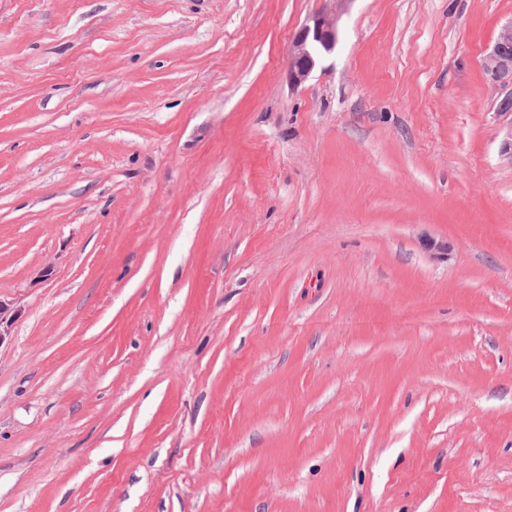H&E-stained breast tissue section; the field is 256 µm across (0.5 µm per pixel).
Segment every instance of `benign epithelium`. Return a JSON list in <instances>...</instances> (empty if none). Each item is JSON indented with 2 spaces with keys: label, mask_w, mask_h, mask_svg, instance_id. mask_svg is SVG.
Listing matches in <instances>:
<instances>
[{
  "label": "benign epithelium",
  "mask_w": 512,
  "mask_h": 512,
  "mask_svg": "<svg viewBox=\"0 0 512 512\" xmlns=\"http://www.w3.org/2000/svg\"><path fill=\"white\" fill-rule=\"evenodd\" d=\"M333 6L307 19L292 39L288 54V77L299 86L309 78L323 55L331 52L338 40V10L349 0H331ZM490 84L501 90L503 98L497 113L508 117L500 126V156L512 164V23L504 26L493 46L482 59ZM20 309L0 301V346L11 336Z\"/></svg>",
  "instance_id": "1"
}]
</instances>
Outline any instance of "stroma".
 <instances>
[{
	"instance_id": "1",
	"label": "stroma",
	"mask_w": 512,
	"mask_h": 512,
	"mask_svg": "<svg viewBox=\"0 0 512 512\" xmlns=\"http://www.w3.org/2000/svg\"><path fill=\"white\" fill-rule=\"evenodd\" d=\"M327 6L0 0V512H512V0ZM332 6L307 19L292 39L288 54V77L293 86L309 78L324 54L331 52L338 40V11L349 0H331ZM336 3L337 9L336 10ZM512 22L504 26L493 46L482 59L483 71L490 84L504 94L497 113L500 116H510L503 120L500 126L501 144L500 156L503 161L512 165Z\"/></svg>"
}]
</instances>
